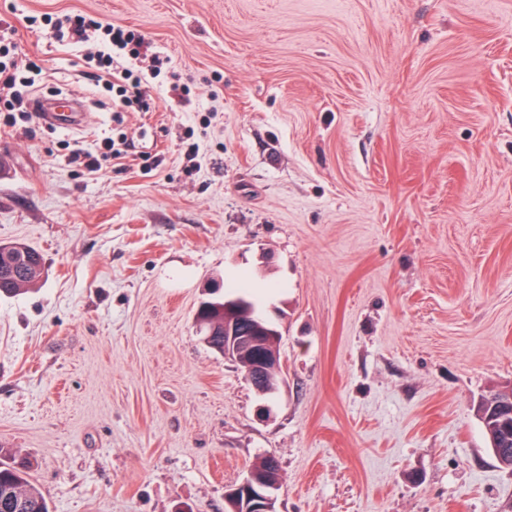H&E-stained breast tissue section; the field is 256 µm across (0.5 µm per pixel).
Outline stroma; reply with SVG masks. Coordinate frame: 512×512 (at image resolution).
Returning <instances> with one entry per match:
<instances>
[{"mask_svg":"<svg viewBox=\"0 0 512 512\" xmlns=\"http://www.w3.org/2000/svg\"><path fill=\"white\" fill-rule=\"evenodd\" d=\"M70 11L169 56L155 111H116L49 38L40 16ZM1 19L84 123L0 128V242L45 262L0 297V444L51 512H224L267 456L277 512H512L475 412L512 386V0H0ZM107 130L125 158L66 163ZM242 274L281 332L271 396L194 323ZM270 464L273 469H275V472L278 467V462L276 459L272 458L271 462L269 463V458H264L259 465L255 466L252 470L257 476L258 479H264L269 476L270 474ZM252 472L249 473V475L238 485L233 486L232 488L228 489L225 492V498L228 502V504L231 506L233 512H238L239 508L236 503L237 500V494L239 491H242L244 495L246 496L247 491H249V488L252 486L253 481V474Z\"/></svg>","mask_w":512,"mask_h":512,"instance_id":"35a3bbf8","label":"stroma"}]
</instances>
